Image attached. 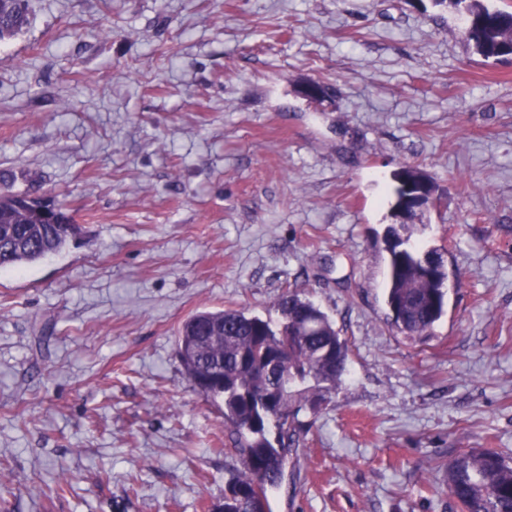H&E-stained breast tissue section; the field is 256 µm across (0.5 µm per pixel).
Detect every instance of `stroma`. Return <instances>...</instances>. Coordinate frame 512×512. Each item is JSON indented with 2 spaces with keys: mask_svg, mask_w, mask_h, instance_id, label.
<instances>
[{
  "mask_svg": "<svg viewBox=\"0 0 512 512\" xmlns=\"http://www.w3.org/2000/svg\"><path fill=\"white\" fill-rule=\"evenodd\" d=\"M0 44V190L83 233L0 272V512H202L224 417L176 349L196 311L277 319L285 286L350 346L271 512H456V448L512 449V58L412 0H28ZM332 87L329 98L302 94ZM454 288L388 321L395 171Z\"/></svg>",
  "mask_w": 512,
  "mask_h": 512,
  "instance_id": "stroma-1",
  "label": "stroma"
}]
</instances>
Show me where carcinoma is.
Listing matches in <instances>:
<instances>
[{"instance_id": "obj_1", "label": "carcinoma", "mask_w": 512, "mask_h": 512, "mask_svg": "<svg viewBox=\"0 0 512 512\" xmlns=\"http://www.w3.org/2000/svg\"><path fill=\"white\" fill-rule=\"evenodd\" d=\"M472 18L463 32L483 57L512 54V12L484 0H432ZM28 24L26 0H0V43ZM397 186L383 238L388 253L387 307L391 324L408 336L426 339L445 312L448 265L445 251L413 252L410 240L422 221L421 203L412 193L433 178L413 165L394 173ZM45 216L41 199L28 191L0 194L1 258L11 268L61 252L75 236L67 208ZM275 308L278 323L238 310L198 311L181 325L178 356L191 385L222 407L224 427L239 467L224 488V512H270L269 493L284 478L288 459L306 447L307 428L298 419L327 400L346 373L349 346L334 323L313 301L287 289ZM282 357L294 381L273 376L268 359ZM442 485L460 512H512V457L498 448H460L437 465Z\"/></svg>"}]
</instances>
